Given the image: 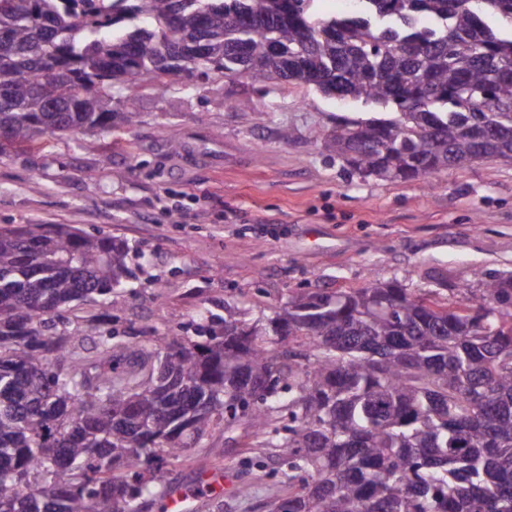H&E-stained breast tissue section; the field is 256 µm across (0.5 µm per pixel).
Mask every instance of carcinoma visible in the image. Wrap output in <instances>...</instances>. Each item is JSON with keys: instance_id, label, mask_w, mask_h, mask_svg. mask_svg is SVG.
<instances>
[{"instance_id": "carcinoma-1", "label": "carcinoma", "mask_w": 512, "mask_h": 512, "mask_svg": "<svg viewBox=\"0 0 512 512\" xmlns=\"http://www.w3.org/2000/svg\"><path fill=\"white\" fill-rule=\"evenodd\" d=\"M354 2L0 0V133H110L138 119L115 88L217 73L395 112L318 135L365 177L512 161V0ZM128 260L110 235L0 227V512H150L159 463L220 422L278 452L271 512H512V271L293 291L220 333L201 307L204 342L148 349L101 329ZM96 299L81 324L63 315Z\"/></svg>"}]
</instances>
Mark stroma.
Instances as JSON below:
<instances>
[{"instance_id":"stroma-1","label":"stroma","mask_w":512,"mask_h":512,"mask_svg":"<svg viewBox=\"0 0 512 512\" xmlns=\"http://www.w3.org/2000/svg\"><path fill=\"white\" fill-rule=\"evenodd\" d=\"M113 106L134 107L138 121L94 134L93 149L48 136L0 156V225L65 224L125 240L133 276L111 325L123 341L194 336L202 306L264 322L297 288L395 279L424 293L478 270L512 271V161L407 182L362 176L315 137L337 117L386 110L279 82L175 79L131 102L116 94ZM242 441V430L213 427L188 459L164 465L162 485L196 493L193 512H265L281 461ZM221 474L230 485L206 490Z\"/></svg>"}]
</instances>
